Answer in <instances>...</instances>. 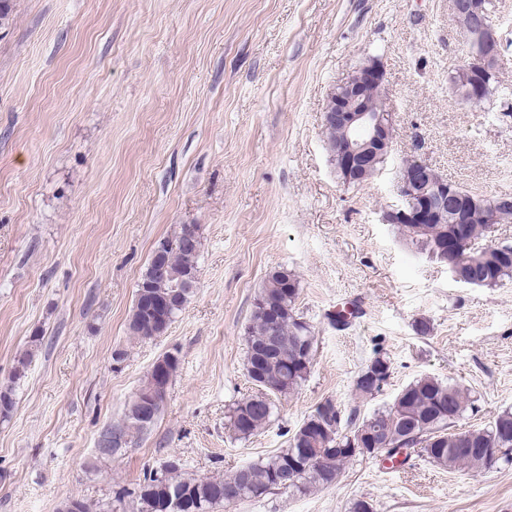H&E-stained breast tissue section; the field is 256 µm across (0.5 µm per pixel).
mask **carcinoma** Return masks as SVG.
Here are the masks:
<instances>
[{"label":"carcinoma","instance_id":"obj_1","mask_svg":"<svg viewBox=\"0 0 512 512\" xmlns=\"http://www.w3.org/2000/svg\"><path fill=\"white\" fill-rule=\"evenodd\" d=\"M358 134L336 126L325 131L327 149L334 153L336 143ZM448 187L470 201L462 213L467 224L463 254L457 266L465 279L477 288H496L512 281V243L481 248L480 240L490 230L494 197L472 192L450 181ZM455 215L446 210L433 224H399L398 230L418 250L446 262L440 242L454 232ZM201 240L193 224H184L174 242L163 240L152 251L138 283L135 303L128 320V331L135 339L163 335L183 310L194 289L184 287L185 278L198 273ZM299 281L286 268L269 273L265 285L254 299L245 327L247 364H253L255 349L268 343L272 329L278 330L279 344L258 364L262 390L248 394L229 410V427L238 439H247L272 421L275 404L268 393L286 396L296 391L310 374L313 352L296 351L300 340L314 348L311 326L297 311ZM390 361L375 356L357 376L354 384L359 399L368 398L370 390L380 391L390 377ZM142 405L132 400L128 405L126 429L112 434V449L122 444L126 432H141L153 421L137 417ZM478 411L477 399L456 383L424 376L409 383L393 402L370 415L360 416L358 408L340 409L335 402L319 404L288 440L287 447L276 454L244 465L228 477H186L181 464L165 466L163 472H144L139 484L140 512H174L167 490L186 493L195 504V512H211L235 497L242 488L261 499L281 488L305 495L316 489L335 485L346 465L362 452L351 450V439L367 428L389 427L390 449L385 459L393 461L408 455L416 447L434 464L448 468L481 469L488 467L493 454L510 461L506 449H512V411L498 414L488 425L457 429V423ZM306 448L309 453L301 454Z\"/></svg>","mask_w":512,"mask_h":512}]
</instances>
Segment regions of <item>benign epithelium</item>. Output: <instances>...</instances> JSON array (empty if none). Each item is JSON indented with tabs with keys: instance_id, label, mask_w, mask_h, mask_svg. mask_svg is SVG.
Wrapping results in <instances>:
<instances>
[{
	"instance_id": "benign-epithelium-1",
	"label": "benign epithelium",
	"mask_w": 512,
	"mask_h": 512,
	"mask_svg": "<svg viewBox=\"0 0 512 512\" xmlns=\"http://www.w3.org/2000/svg\"><path fill=\"white\" fill-rule=\"evenodd\" d=\"M450 15L456 27L468 38L470 59L460 67V72L474 69L492 71L501 57L498 31L489 13L479 5V0H450ZM384 85L383 66L376 59H369L355 67L347 77L330 92L323 115V127L333 121H341L346 127L364 130V139L349 142V147L337 150L336 164L345 170H355L371 159L375 150L385 149L394 139L392 113L373 115L361 104L364 87ZM432 185L434 196L426 199L423 206L407 208L399 205L384 210L385 224H429L434 213L455 203L456 195L448 193L446 177L432 165L417 158L403 161L397 180V193L402 199L412 200L420 191ZM156 378V394H164L172 380L164 359H158L151 368Z\"/></svg>"
}]
</instances>
